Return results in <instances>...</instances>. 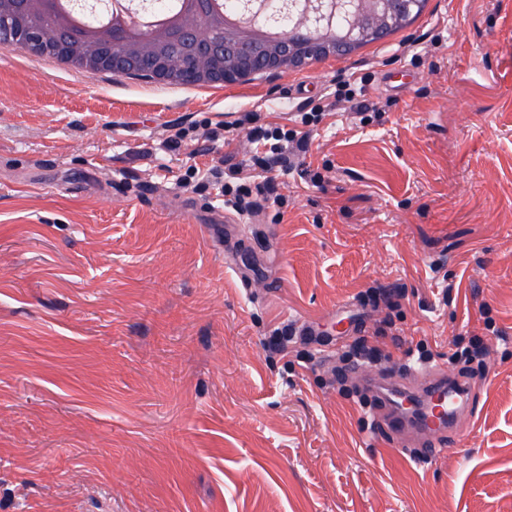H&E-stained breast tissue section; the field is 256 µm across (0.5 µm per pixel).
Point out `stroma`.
Returning <instances> with one entry per match:
<instances>
[{
    "label": "stroma",
    "mask_w": 512,
    "mask_h": 512,
    "mask_svg": "<svg viewBox=\"0 0 512 512\" xmlns=\"http://www.w3.org/2000/svg\"><path fill=\"white\" fill-rule=\"evenodd\" d=\"M351 73L381 119L336 101ZM310 109L283 205L226 206L251 127ZM357 329L383 367L421 348L482 380L439 457L322 355ZM0 512H512V0H432L372 52L219 94L0 47Z\"/></svg>",
    "instance_id": "35a3bbf8"
}]
</instances>
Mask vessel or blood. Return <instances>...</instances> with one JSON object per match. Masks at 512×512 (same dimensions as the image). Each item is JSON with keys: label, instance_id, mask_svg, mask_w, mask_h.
I'll use <instances>...</instances> for the list:
<instances>
[{"label": "vessel or blood", "instance_id": "vessel-or-blood-1", "mask_svg": "<svg viewBox=\"0 0 512 512\" xmlns=\"http://www.w3.org/2000/svg\"><path fill=\"white\" fill-rule=\"evenodd\" d=\"M350 374L374 389L384 410V424L396 437L422 442V457L450 445L451 431L473 410L471 381L436 366L414 376L378 366H350Z\"/></svg>", "mask_w": 512, "mask_h": 512}]
</instances>
